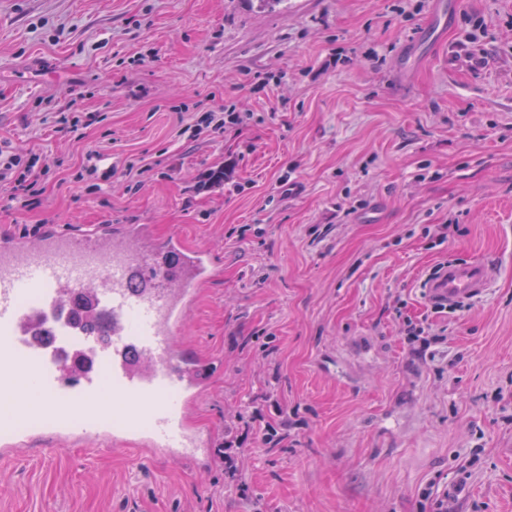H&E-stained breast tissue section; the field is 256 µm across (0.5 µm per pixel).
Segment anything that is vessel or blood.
Instances as JSON below:
<instances>
[{"instance_id": "1", "label": "vessel or blood", "mask_w": 512, "mask_h": 512, "mask_svg": "<svg viewBox=\"0 0 512 512\" xmlns=\"http://www.w3.org/2000/svg\"><path fill=\"white\" fill-rule=\"evenodd\" d=\"M217 273L210 249L188 245L179 235L157 239L149 224H86L61 232L0 237V398L11 408L0 415V456L28 446V427L64 444L107 440L99 412L110 394L122 432L143 433L154 452L196 461L210 447L190 427L188 411L221 370L219 362L180 348L178 337L202 288ZM485 264H448L429 278L430 300L446 305L488 288ZM38 293L27 307L23 293ZM110 314L108 339L82 337L79 348L56 345L46 314L80 315L85 301ZM107 363L111 389H104L100 363Z\"/></svg>"}]
</instances>
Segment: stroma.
<instances>
[{"label":"stroma","mask_w":512,"mask_h":512,"mask_svg":"<svg viewBox=\"0 0 512 512\" xmlns=\"http://www.w3.org/2000/svg\"><path fill=\"white\" fill-rule=\"evenodd\" d=\"M451 2L0 0V148L48 167L29 205L0 186V231L209 248L180 340L222 364L206 468L36 438L0 512H512V0ZM475 261L486 291L433 307ZM490 280L491 270L483 263L448 264L429 278L426 288L433 303L448 306L461 297L478 296Z\"/></svg>","instance_id":"obj_1"}]
</instances>
